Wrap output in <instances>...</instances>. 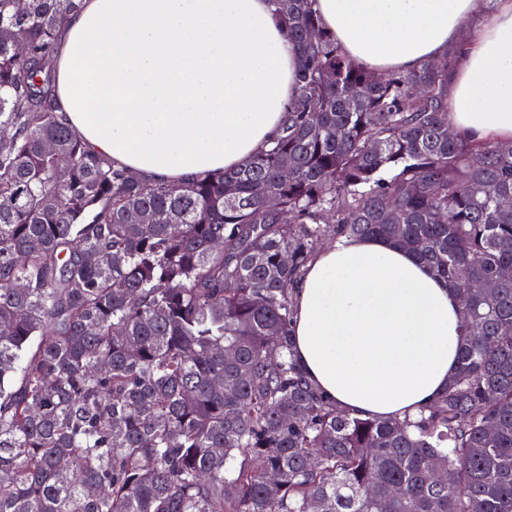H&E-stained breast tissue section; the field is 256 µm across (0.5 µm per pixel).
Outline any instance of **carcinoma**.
Masks as SVG:
<instances>
[{
	"mask_svg": "<svg viewBox=\"0 0 512 512\" xmlns=\"http://www.w3.org/2000/svg\"><path fill=\"white\" fill-rule=\"evenodd\" d=\"M271 2L299 58L280 131L168 184L59 111L79 0H0V512H512V145L448 139L456 52L376 75L314 0ZM326 235L390 240L457 293V370L415 423L350 416L294 358Z\"/></svg>",
	"mask_w": 512,
	"mask_h": 512,
	"instance_id": "1",
	"label": "carcinoma"
}]
</instances>
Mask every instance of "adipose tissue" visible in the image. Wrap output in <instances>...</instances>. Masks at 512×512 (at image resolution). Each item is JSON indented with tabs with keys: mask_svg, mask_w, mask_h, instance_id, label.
<instances>
[{
	"mask_svg": "<svg viewBox=\"0 0 512 512\" xmlns=\"http://www.w3.org/2000/svg\"><path fill=\"white\" fill-rule=\"evenodd\" d=\"M480 0H315L356 64L412 71L456 47L448 119L512 142V0L460 34ZM297 55L270 0H82L61 32L56 94L97 154L150 182L248 164L279 132ZM297 359L354 416L417 418L444 392L463 335L455 291L381 239L320 249L293 289Z\"/></svg>",
	"mask_w": 512,
	"mask_h": 512,
	"instance_id": "1",
	"label": "adipose tissue"
}]
</instances>
